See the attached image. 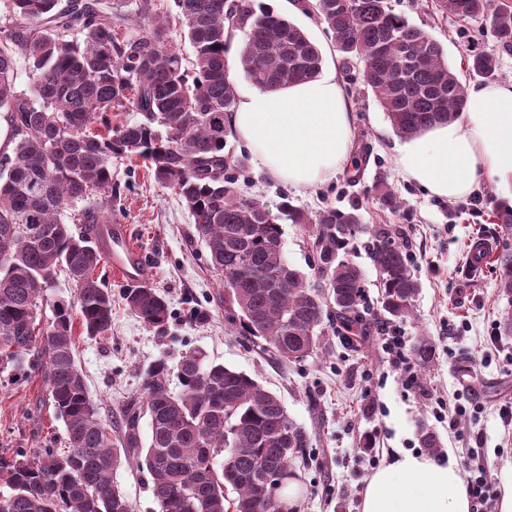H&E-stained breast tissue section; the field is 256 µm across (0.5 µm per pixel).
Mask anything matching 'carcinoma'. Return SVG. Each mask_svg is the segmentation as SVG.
<instances>
[{
  "mask_svg": "<svg viewBox=\"0 0 512 512\" xmlns=\"http://www.w3.org/2000/svg\"><path fill=\"white\" fill-rule=\"evenodd\" d=\"M441 14L488 19L499 48L512 52V5L506 0H433ZM3 0L23 24L0 34V109L8 114L12 152L0 157V373L42 375L47 403L64 423L67 447L35 454H0V512H133L115 481L121 458L150 476L161 512H273L266 477L297 473L311 441L281 401L258 380L187 351L171 369L156 361L142 370L143 393L123 411L122 448L91 399L74 355L71 307L48 297L66 273L77 293L83 333L112 331V289L93 277L104 259L92 230L75 236L60 221L69 206L99 194L75 224H110L117 201L112 159L143 161L156 183L179 196L224 283V311L246 347L262 357L301 362L320 348L324 320L352 349L379 330L368 305L367 279L348 253L363 233L358 207L314 214L288 200L279 214L261 200L240 197L231 170L242 160L225 152V116L235 107L229 41L246 31L238 67L251 84L275 90L316 78L320 49L288 18L255 0ZM344 64L362 62V83L395 132L413 139L458 118L465 87L448 67L443 46L393 12L389 0H316ZM193 51L194 75L170 44V21ZM133 22L142 32L117 28ZM27 60L30 94L13 82L15 57ZM470 74L494 81L496 59L473 51ZM138 112L142 120L112 127L108 112ZM106 133L93 134L96 122ZM287 220L311 238L319 289L305 286L282 247ZM363 242L379 273L381 310L391 321L413 315L420 281L399 230L377 224ZM495 262L498 293L512 302V252ZM126 309L164 333L169 302L147 283L122 290ZM51 317H45L46 311ZM433 361L431 342L414 348ZM149 438L142 443L141 421ZM234 497H228V494Z\"/></svg>",
  "mask_w": 512,
  "mask_h": 512,
  "instance_id": "cac0c4a2",
  "label": "carcinoma"
}]
</instances>
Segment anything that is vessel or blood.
<instances>
[{
  "mask_svg": "<svg viewBox=\"0 0 512 512\" xmlns=\"http://www.w3.org/2000/svg\"><path fill=\"white\" fill-rule=\"evenodd\" d=\"M99 242L116 279L131 285L145 281L146 259L142 249L134 243L127 225H101Z\"/></svg>",
  "mask_w": 512,
  "mask_h": 512,
  "instance_id": "1",
  "label": "vessel or blood"
}]
</instances>
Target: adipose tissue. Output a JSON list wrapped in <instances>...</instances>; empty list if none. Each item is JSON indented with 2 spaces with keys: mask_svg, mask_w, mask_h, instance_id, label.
<instances>
[{
  "mask_svg": "<svg viewBox=\"0 0 512 512\" xmlns=\"http://www.w3.org/2000/svg\"><path fill=\"white\" fill-rule=\"evenodd\" d=\"M226 123L260 172L296 188L325 184L351 154L347 101L332 70L273 91L246 90ZM397 163L431 195L458 199L489 180L512 204V81L470 89L461 116L400 147ZM473 509L453 464L402 450L367 478L361 501V512Z\"/></svg>",
  "mask_w": 512,
  "mask_h": 512,
  "instance_id": "adipose-tissue-1",
  "label": "adipose tissue"
}]
</instances>
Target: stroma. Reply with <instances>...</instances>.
I'll return each mask as SVG.
<instances>
[{"mask_svg": "<svg viewBox=\"0 0 512 512\" xmlns=\"http://www.w3.org/2000/svg\"><path fill=\"white\" fill-rule=\"evenodd\" d=\"M314 3L287 0L280 13L300 26L320 47L325 65L336 69L349 107L353 148H370L362 176L348 182L341 168L325 184L298 190L258 172L244 143L230 134L227 148L243 160L237 187L241 195L261 199L272 209L285 198L307 212L327 206L347 211L356 204L364 227L397 228L421 283L412 318L385 325L358 352L347 351L330 332L304 361L262 359L247 350L237 327L224 317V288L206 262V248L188 239L193 218L185 203L158 185L147 169L117 159L112 163V180L120 187L117 217L144 249L147 279L166 294L173 314L167 335L157 337L126 310L122 283L113 279L107 264H100L95 275L114 298L112 333L101 341L75 338L90 394L111 423L113 439H121L122 410L142 392V368L159 358L173 365L186 351L199 349L208 359L256 377L309 435L311 460L298 482L296 512H360L367 477L395 449L419 451L422 423L443 442L439 461L459 466L480 456L494 493H501L505 476L512 473V425L500 415L502 406L512 405V336L501 335L499 328L508 304L498 297L489 269L475 275L465 269L470 244L478 238L489 239L494 251L512 250V237L504 236L495 217L499 197L493 184L483 181L475 191L482 200L475 213L469 197L439 198L403 176L396 162L403 138L365 90L361 63L343 65ZM390 5L442 44L464 87L481 83L467 71L474 49L495 55L501 81H512V52L500 51L489 21L442 17L430 0H390ZM381 179L400 198L399 212L383 209L378 201ZM282 241L289 265L307 286L316 285L310 238L302 225L284 224ZM395 334L402 336L408 357L416 342L427 338L435 350L433 363L425 369L415 362L406 370L398 366L385 345ZM43 395L40 375L0 377V449L31 453L62 447L65 426L51 408L39 407ZM458 406L464 414H455ZM372 434L377 444L370 452L364 439ZM116 479L134 512H159L148 475L135 465H122Z\"/></svg>", "mask_w": 512, "mask_h": 512, "instance_id": "obj_1", "label": "stroma"}]
</instances>
